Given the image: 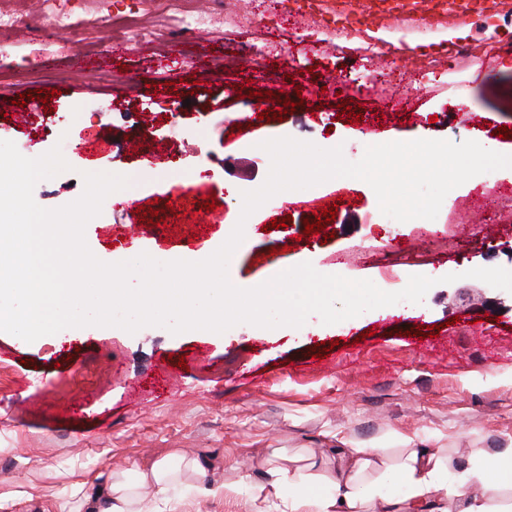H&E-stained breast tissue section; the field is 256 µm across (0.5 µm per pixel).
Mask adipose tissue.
Here are the masks:
<instances>
[{
  "label": "adipose tissue",
  "mask_w": 512,
  "mask_h": 512,
  "mask_svg": "<svg viewBox=\"0 0 512 512\" xmlns=\"http://www.w3.org/2000/svg\"><path fill=\"white\" fill-rule=\"evenodd\" d=\"M369 466L361 449H352L348 459L314 478L310 494L291 500L289 512H407L411 501L438 496L451 499L457 512H491L489 503L505 483L498 467L484 464L464 471L456 485H445L439 479L440 456L427 449L415 450L396 468L410 493L395 502L382 496ZM186 472L199 476L197 489L202 495L214 494L202 466L175 452L151 464L149 470L136 468L114 475L106 492L86 497V512H151L148 499H167Z\"/></svg>",
  "instance_id": "1"
}]
</instances>
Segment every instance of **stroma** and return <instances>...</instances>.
Segmentation results:
<instances>
[{
    "instance_id": "obj_1",
    "label": "stroma",
    "mask_w": 512,
    "mask_h": 512,
    "mask_svg": "<svg viewBox=\"0 0 512 512\" xmlns=\"http://www.w3.org/2000/svg\"><path fill=\"white\" fill-rule=\"evenodd\" d=\"M210 4L209 25L181 28L166 0H0L25 31L0 28V140L27 157L60 147L70 171L39 181L38 205L76 200L87 173L130 178L110 194L85 228L100 260L148 253L161 262L195 260L225 241L240 221L241 194L260 187L270 168L261 142L291 137L323 149L417 139L454 143L491 139L512 151V14L477 16L448 29L418 14L388 17L379 32L324 33V12L361 11L373 0H325L324 10L289 9L288 0ZM68 14L71 32L54 29ZM137 20L145 39L124 44L120 17ZM461 52L449 53V44ZM208 61L201 70L198 60ZM382 77L368 83L367 68ZM49 103L36 100L37 91ZM280 92L264 102L258 93ZM27 95L37 129L14 126L13 102ZM348 100L361 121L337 116ZM296 108L284 112V102ZM112 105L100 113V103ZM274 120L262 119L265 111ZM486 122H470V113ZM509 131L496 135L497 128ZM214 196L207 210L206 196ZM476 179L448 194L437 217L381 223L365 182L335 178L275 195L245 223L228 267L230 281L251 288L309 262L323 274L386 282L375 258L396 250L400 275L436 281L417 307L374 309L334 325L298 330L238 324L221 336L136 333L86 326L55 342L28 343L0 332V512H63L76 490L93 494L112 474L180 451L225 491L203 497L184 476L157 512H284L307 493L292 484L262 499L241 475L264 477L273 450L286 449L324 468L354 448H378L396 466L414 448L440 453L441 478L454 482L474 463L512 448V293L468 277V270H512V200L483 208ZM156 210L178 201L206 215L208 233L187 238L186 224L142 236L135 203ZM337 204L332 236L304 238L317 208ZM284 227H273L276 219ZM458 279L442 283L444 275ZM440 325L424 338L423 327ZM331 351H323V344Z\"/></svg>"
}]
</instances>
